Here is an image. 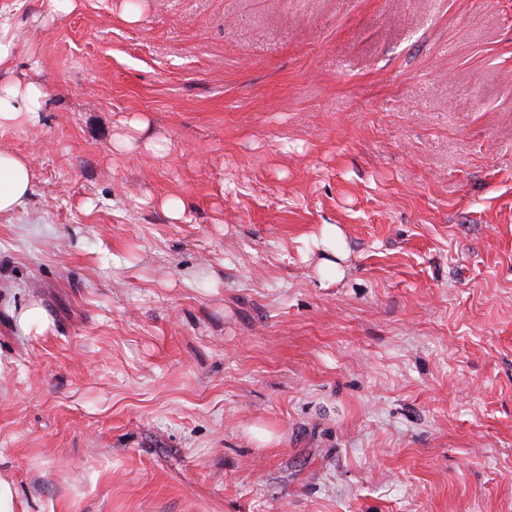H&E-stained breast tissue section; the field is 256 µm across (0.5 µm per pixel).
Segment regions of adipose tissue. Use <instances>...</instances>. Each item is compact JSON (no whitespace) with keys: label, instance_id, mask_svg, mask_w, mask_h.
I'll use <instances>...</instances> for the list:
<instances>
[{"label":"adipose tissue","instance_id":"1","mask_svg":"<svg viewBox=\"0 0 512 512\" xmlns=\"http://www.w3.org/2000/svg\"><path fill=\"white\" fill-rule=\"evenodd\" d=\"M15 42L8 25H0V133L40 123L48 94L38 80H10ZM36 173L28 156L0 146V215L21 208L31 197Z\"/></svg>","mask_w":512,"mask_h":512}]
</instances>
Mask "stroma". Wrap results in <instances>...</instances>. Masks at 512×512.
<instances>
[{
	"instance_id": "35a3bbf8",
	"label": "stroma",
	"mask_w": 512,
	"mask_h": 512,
	"mask_svg": "<svg viewBox=\"0 0 512 512\" xmlns=\"http://www.w3.org/2000/svg\"><path fill=\"white\" fill-rule=\"evenodd\" d=\"M0 21L49 94L0 134L37 172L0 216L16 512H512V0ZM134 115L160 154L114 151ZM18 327L26 334L32 330L42 334L51 324L48 313L37 304L33 303L17 314Z\"/></svg>"
}]
</instances>
